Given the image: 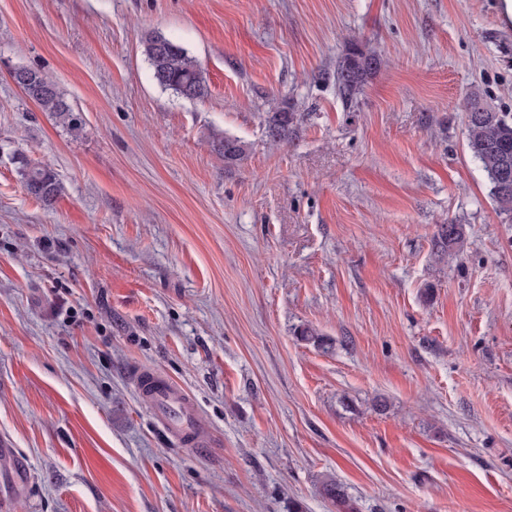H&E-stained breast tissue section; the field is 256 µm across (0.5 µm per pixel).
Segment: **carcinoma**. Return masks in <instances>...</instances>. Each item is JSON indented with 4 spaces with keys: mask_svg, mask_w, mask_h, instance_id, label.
Returning a JSON list of instances; mask_svg holds the SVG:
<instances>
[{
    "mask_svg": "<svg viewBox=\"0 0 512 512\" xmlns=\"http://www.w3.org/2000/svg\"><path fill=\"white\" fill-rule=\"evenodd\" d=\"M144 51L152 77L166 90L185 98L200 99L208 95L209 87L199 63L185 48L160 33L146 35ZM380 64L377 55L356 47L350 49L336 64L334 81L337 95L348 105L357 102L368 80ZM14 73L23 76L22 89L42 111L49 113L72 131L79 130L82 120L61 96L52 79L33 69L21 67ZM467 112L481 111L483 117L467 122V149L481 165L490 183V198L497 209L512 214V190L503 191L501 177L512 174V116L495 112L476 98L464 102ZM297 113L289 106H276L267 112L265 134L273 143H285L293 135ZM214 152L224 160V167L239 165L247 153V145L240 139L224 134L213 138ZM18 169L28 194L47 206L59 198L62 185L57 173L48 165L33 162L26 156L18 157ZM461 238L457 224H442L438 228L436 244L446 248Z\"/></svg>",
    "mask_w": 512,
    "mask_h": 512,
    "instance_id": "1",
    "label": "carcinoma"
}]
</instances>
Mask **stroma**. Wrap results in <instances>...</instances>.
<instances>
[{
    "label": "stroma",
    "mask_w": 512,
    "mask_h": 512,
    "mask_svg": "<svg viewBox=\"0 0 512 512\" xmlns=\"http://www.w3.org/2000/svg\"><path fill=\"white\" fill-rule=\"evenodd\" d=\"M152 31L207 97L153 81ZM354 43L382 64L348 107ZM470 96L512 113L495 0H0V512H512V216ZM224 133L248 147L231 169ZM22 153L58 173L53 206ZM442 224L462 238L440 250ZM138 367L188 392L197 447ZM23 76L22 89L43 112H48L72 131L79 130L82 120L72 107L61 96L55 83L40 71L21 67L12 74ZM265 134L270 142L285 143L292 137L297 113L289 106H276L266 113ZM212 147L214 152L224 160L225 168L238 166L244 160L248 150L243 141L226 133L214 137ZM17 162L27 193L44 205H53L62 192L61 182L54 169L48 165L33 162L25 155H20Z\"/></svg>",
    "instance_id": "stroma-1"
}]
</instances>
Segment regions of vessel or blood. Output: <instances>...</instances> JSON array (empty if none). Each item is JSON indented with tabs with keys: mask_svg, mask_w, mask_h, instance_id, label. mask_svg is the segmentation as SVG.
Segmentation results:
<instances>
[{
	"mask_svg": "<svg viewBox=\"0 0 512 512\" xmlns=\"http://www.w3.org/2000/svg\"><path fill=\"white\" fill-rule=\"evenodd\" d=\"M135 379L138 391L148 399L170 437L181 445L195 443L201 422L189 406L190 398L186 391L160 379L148 369L138 370Z\"/></svg>",
	"mask_w": 512,
	"mask_h": 512,
	"instance_id": "vessel-or-blood-1",
	"label": "vessel or blood"
}]
</instances>
